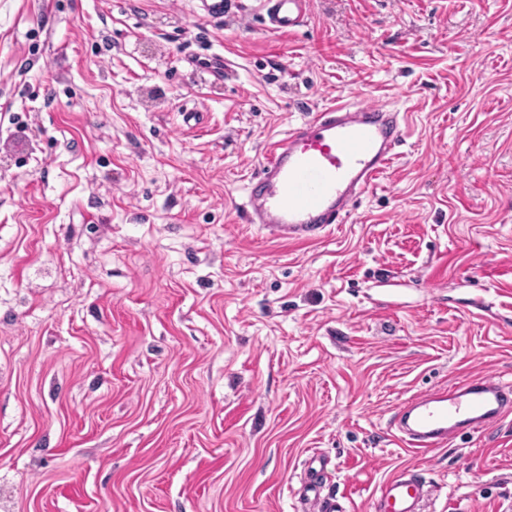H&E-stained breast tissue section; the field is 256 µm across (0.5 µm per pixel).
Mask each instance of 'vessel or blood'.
Wrapping results in <instances>:
<instances>
[{
	"mask_svg": "<svg viewBox=\"0 0 512 512\" xmlns=\"http://www.w3.org/2000/svg\"><path fill=\"white\" fill-rule=\"evenodd\" d=\"M268 32L300 26L307 0H261ZM405 137L400 111L347 102L316 111L272 142L245 192L248 221L291 241L324 237L351 219L362 197L397 157ZM512 411V389L484 377L469 378L403 402L393 426L405 446L426 452L462 433L489 426ZM430 487L420 470L394 472L380 486L373 512H421Z\"/></svg>",
	"mask_w": 512,
	"mask_h": 512,
	"instance_id": "vessel-or-blood-1",
	"label": "vessel or blood"
}]
</instances>
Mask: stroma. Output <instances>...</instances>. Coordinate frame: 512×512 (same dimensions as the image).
Segmentation results:
<instances>
[{
    "label": "stroma",
    "mask_w": 512,
    "mask_h": 512,
    "mask_svg": "<svg viewBox=\"0 0 512 512\" xmlns=\"http://www.w3.org/2000/svg\"><path fill=\"white\" fill-rule=\"evenodd\" d=\"M0 0V512H512V415L420 454L412 395L512 384V0ZM223 55L228 79L197 59ZM358 89L407 113L347 224L247 223L268 145ZM259 19L263 28L274 34L293 30L300 26L306 12L307 0H261ZM430 487L420 470L404 468L394 472L380 486L373 500L374 512H422ZM320 472L321 471H317L316 478L310 479V481L307 484L308 490L306 492H314L315 495L312 507L306 510L313 512H344V509L336 500L335 494L328 493L325 495L319 494L317 496V485L321 484V482L317 480V476L320 475Z\"/></svg>",
    "instance_id": "obj_1"
}]
</instances>
